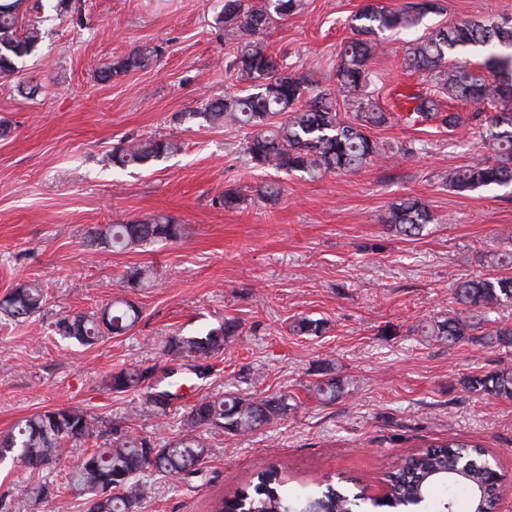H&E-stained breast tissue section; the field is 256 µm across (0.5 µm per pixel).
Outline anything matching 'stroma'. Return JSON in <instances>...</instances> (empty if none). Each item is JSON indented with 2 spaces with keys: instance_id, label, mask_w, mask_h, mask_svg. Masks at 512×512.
I'll list each match as a JSON object with an SVG mask.
<instances>
[{
  "instance_id": "obj_1",
  "label": "stroma",
  "mask_w": 512,
  "mask_h": 512,
  "mask_svg": "<svg viewBox=\"0 0 512 512\" xmlns=\"http://www.w3.org/2000/svg\"><path fill=\"white\" fill-rule=\"evenodd\" d=\"M56 0L29 11L41 42L19 72L0 77V296L33 281L46 294L41 315L0 323V433L31 414L61 405L132 430L171 440L185 410L202 395L238 391L291 396L287 417L247 435L204 432L209 456L187 481L145 474L141 512H212L220 496L283 469L293 489L331 477L358 482L366 495L400 459L435 439L477 442L503 477L498 512H512V400L472 395L462 377L512 366V348L454 346L422 336V325L453 308L458 278L487 273L486 255L512 249V187L456 192L442 177L488 158L479 129L415 127L390 120L370 137L393 163L318 180L254 168L243 152L245 130L177 122L210 97L241 92L226 72L230 45L215 16L224 0ZM371 0H303L267 29L269 50L316 86L336 89V64L352 32V15ZM436 13L412 29L386 32L372 63L373 88L385 111L396 94L426 87L407 71V43L464 19L512 15V0H437ZM144 44L165 49L156 64L109 82L96 72ZM39 83L27 96L26 83ZM164 136L178 154L148 169L120 170L100 160L122 140ZM408 155H400V148ZM277 181L275 205L227 209L224 190ZM413 196L436 218L422 236L394 235L384 222L391 203ZM166 215L185 227L174 242L121 251L89 248L91 227ZM153 267L150 287L130 291L127 268ZM125 296L142 317L121 336L91 346L61 341L49 329L59 316L89 312ZM302 317L326 321L321 336H297ZM235 320L231 337L204 378L187 374L163 414L139 412L137 399L107 391L104 377L125 365H165L161 339ZM348 380L349 394L319 404L307 388L321 362ZM86 444L68 447L43 475L0 465V495L9 512H85L69 471ZM54 494L36 502L25 492L38 480Z\"/></svg>"
}]
</instances>
